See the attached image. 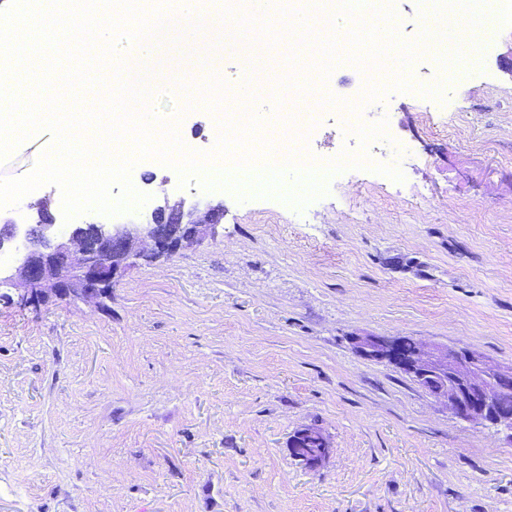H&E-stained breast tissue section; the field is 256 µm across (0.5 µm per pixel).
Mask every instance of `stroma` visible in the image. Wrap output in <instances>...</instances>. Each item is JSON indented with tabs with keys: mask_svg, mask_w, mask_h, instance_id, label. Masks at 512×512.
<instances>
[{
	"mask_svg": "<svg viewBox=\"0 0 512 512\" xmlns=\"http://www.w3.org/2000/svg\"><path fill=\"white\" fill-rule=\"evenodd\" d=\"M393 5L406 41L448 21L420 0ZM469 28L487 38L481 58L465 60L462 36L446 62L421 53L414 90H389L392 56L378 101L363 103L344 62L320 84L385 122L403 181L350 169L299 211L139 164V192L223 201L215 233L138 262L101 304L0 298V512H512V447L350 342L406 336L512 365V32L478 12ZM164 59L163 82L214 94L205 109L158 95L155 111L211 151L208 115L243 60ZM292 100L270 83L253 96L272 150L292 142L272 125ZM317 109L316 153H360L342 114ZM53 142L33 132L0 178ZM308 425L332 448L314 471L289 450Z\"/></svg>",
	"mask_w": 512,
	"mask_h": 512,
	"instance_id": "stroma-1",
	"label": "stroma"
}]
</instances>
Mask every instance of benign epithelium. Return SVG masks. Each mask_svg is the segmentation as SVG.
I'll return each mask as SVG.
<instances>
[{"instance_id": "7a95c632", "label": "benign epithelium", "mask_w": 512, "mask_h": 512, "mask_svg": "<svg viewBox=\"0 0 512 512\" xmlns=\"http://www.w3.org/2000/svg\"><path fill=\"white\" fill-rule=\"evenodd\" d=\"M223 214L221 201L201 208L165 196L150 203L140 222L75 224L64 233L54 221L20 224L0 218V250L21 237L26 242L18 263L0 268V285L12 287L25 306L36 307L58 296L97 300L137 262L167 257L202 241ZM351 344L365 358L398 366L422 391L445 402L459 420L496 428L512 446V409L499 403L512 397V366H493L468 347L425 346L407 337L354 336ZM290 448L309 470L319 468L331 453L330 443L314 427L296 430Z\"/></svg>"}]
</instances>
